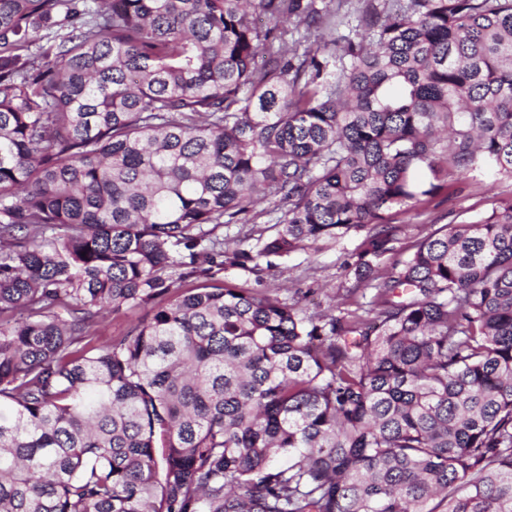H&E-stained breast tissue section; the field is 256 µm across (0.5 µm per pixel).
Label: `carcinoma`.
Here are the masks:
<instances>
[{"label": "carcinoma", "mask_w": 512, "mask_h": 512, "mask_svg": "<svg viewBox=\"0 0 512 512\" xmlns=\"http://www.w3.org/2000/svg\"><path fill=\"white\" fill-rule=\"evenodd\" d=\"M351 3L0 0V512H512V198L379 267L512 180V0ZM352 231V317L213 283ZM469 179L461 194L447 198L442 196L430 203L396 207L393 210V223L402 226L400 241L395 244L397 252L400 253V250L443 224L472 221L489 210L496 200L512 197L511 180L492 184L477 173ZM146 311L142 308H123L119 311L106 313L99 326L100 335L98 336L97 345L104 346L112 340L125 336L144 318Z\"/></svg>", "instance_id": "cac0c4a2"}]
</instances>
